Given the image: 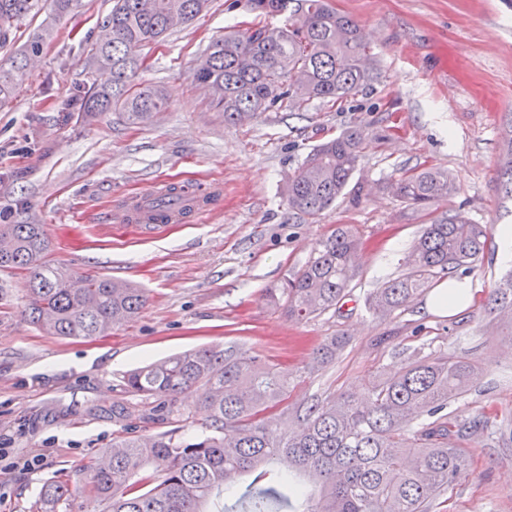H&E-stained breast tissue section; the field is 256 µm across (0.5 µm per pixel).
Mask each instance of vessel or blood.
Returning <instances> with one entry per match:
<instances>
[{
    "instance_id": "obj_1",
    "label": "vessel or blood",
    "mask_w": 512,
    "mask_h": 512,
    "mask_svg": "<svg viewBox=\"0 0 512 512\" xmlns=\"http://www.w3.org/2000/svg\"><path fill=\"white\" fill-rule=\"evenodd\" d=\"M164 187L156 186L149 194L134 198L119 200L115 206L113 217L116 222L138 224L145 231L154 230L159 221L174 224L185 221L186 218H203L209 212L208 205L214 198L224 193V188L218 184H200L181 201L180 205L167 212L165 218H158L155 200L163 195Z\"/></svg>"
}]
</instances>
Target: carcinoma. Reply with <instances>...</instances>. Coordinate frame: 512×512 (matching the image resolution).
Here are the masks:
<instances>
[{
  "label": "carcinoma",
  "instance_id": "cac0c4a2",
  "mask_svg": "<svg viewBox=\"0 0 512 512\" xmlns=\"http://www.w3.org/2000/svg\"><path fill=\"white\" fill-rule=\"evenodd\" d=\"M41 0H0V46ZM210 0H112L104 36L88 52L91 69L112 73L108 86L87 89L80 112L92 120L118 111L132 123L149 120L167 104L161 90L134 83L138 48L162 39L174 27L200 15ZM259 20L213 41L194 71L210 104L237 125L277 107L302 110L314 100L342 104L369 87L370 47L351 17L329 0H248ZM43 40L30 42L23 61L0 64V104L8 102L27 76L28 60ZM363 133L349 129L312 148L282 194L288 209L316 219L345 192L358 170ZM392 193L414 208L451 196L448 171L405 173ZM10 240L0 269L28 277L29 321L48 336H108L133 320L148 300L143 288L109 276L71 275L47 259L50 242L41 224H0ZM488 242L482 224L436 216L423 225L405 254L404 273L366 298L369 311L390 317L433 281L483 257ZM356 233L339 225L319 240L306 264L267 298L291 320L334 310L356 277ZM492 308L512 315V274L489 297ZM346 337L333 336L312 362L338 358ZM476 363L466 356L416 351L362 394H334L288 407L286 369L270 365L235 343L204 346L166 357L125 376L127 389L144 398H167L151 407L162 417L173 403L205 388L200 407L206 431L193 437L171 431L112 435L102 460L83 476L50 484L40 512H58L87 495L91 512H208L210 504L236 490L242 474L253 479L242 492L244 512H432L464 480L470 457L457 442L488 428L485 421L460 424L448 404L469 390ZM294 410L297 423L282 417ZM283 462L284 469L269 465Z\"/></svg>",
  "mask_w": 512,
  "mask_h": 512
}]
</instances>
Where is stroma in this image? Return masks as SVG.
<instances>
[{"label":"stroma","mask_w":512,"mask_h":512,"mask_svg":"<svg viewBox=\"0 0 512 512\" xmlns=\"http://www.w3.org/2000/svg\"><path fill=\"white\" fill-rule=\"evenodd\" d=\"M358 21L379 78L344 107L321 101L272 109L228 127L193 70L225 27L246 28L247 0H212L206 13L141 48L138 82L161 88L167 107L138 125L109 112L87 124L77 97L110 74L86 73L88 46L103 34L110 0H79L61 18L50 9L14 30L0 60L35 37L44 45L12 103L0 108V224L44 225L50 256L75 275L100 273L145 288L149 301L130 323L89 339L45 335L26 318L24 274L0 271V448L44 454L32 472L0 474V512H36L44 488L86 467L131 427L139 434L204 431L199 392L179 399L183 421L141 419L124 377L132 369L202 346L235 343L296 369L291 403L351 394L386 374L395 352L428 349L479 362L467 395L448 411L491 427L464 441L469 476L448 512H512V319L487 297L508 267L489 242L473 269L454 276L479 290L467 308L428 313L425 297L390 318L366 298L403 271L402 259L431 214L497 228L512 224L500 183L512 139V0H330ZM364 135L348 193L318 219L289 210L282 186L314 145L353 128ZM447 169L456 190L432 211L402 203L387 187L404 172ZM223 182L224 198L202 224H171L158 236L113 224L114 199L166 182ZM361 237L359 274L340 309L300 323L268 303L336 225ZM333 336L348 343L336 362L305 371Z\"/></svg>","instance_id":"35a3bbf8"}]
</instances>
